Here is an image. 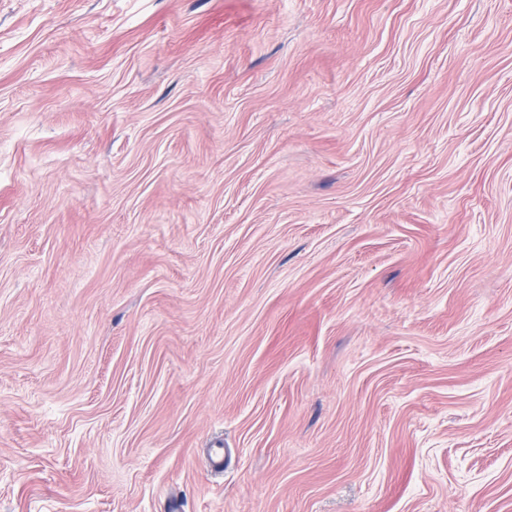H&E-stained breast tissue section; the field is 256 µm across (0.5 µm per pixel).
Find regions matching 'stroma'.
Listing matches in <instances>:
<instances>
[{
    "instance_id": "obj_1",
    "label": "stroma",
    "mask_w": 512,
    "mask_h": 512,
    "mask_svg": "<svg viewBox=\"0 0 512 512\" xmlns=\"http://www.w3.org/2000/svg\"><path fill=\"white\" fill-rule=\"evenodd\" d=\"M0 512H512V0H0Z\"/></svg>"
}]
</instances>
